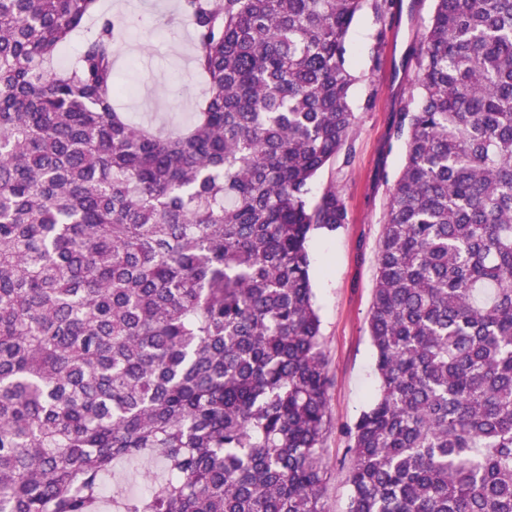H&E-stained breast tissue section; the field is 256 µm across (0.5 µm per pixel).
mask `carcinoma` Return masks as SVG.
<instances>
[{"label":"carcinoma","instance_id":"cac0c4a2","mask_svg":"<svg viewBox=\"0 0 512 512\" xmlns=\"http://www.w3.org/2000/svg\"><path fill=\"white\" fill-rule=\"evenodd\" d=\"M366 0H179L207 94L114 105L125 22L0 0V512H323L329 378L310 185L350 138ZM96 20L75 62L59 66ZM393 121L348 512H512V0H433ZM146 472L150 473L153 481L161 480L164 476V472L156 460L149 459L119 464L113 472L112 477L106 482L105 496L108 498L109 495L112 494V486L115 483L121 484L128 490L131 484L137 482L141 492L147 491L150 488V482L146 481L143 477Z\"/></svg>","mask_w":512,"mask_h":512}]
</instances>
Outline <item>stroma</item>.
I'll list each match as a JSON object with an SVG mask.
<instances>
[{"label":"stroma","instance_id":"1","mask_svg":"<svg viewBox=\"0 0 512 512\" xmlns=\"http://www.w3.org/2000/svg\"><path fill=\"white\" fill-rule=\"evenodd\" d=\"M102 7L129 23L117 53L120 111L167 126L186 121L205 84L188 59L194 51L191 27H178L173 36L158 34L162 17L175 13L176 0H141L136 6L129 0H102ZM431 9L432 0H393L384 17L367 7L353 22L347 38L357 77L350 92L353 133L348 147L322 169L309 195L315 203L325 191L336 189L349 218L337 232H316L308 242L330 378L322 451L324 512H347L348 430L378 388L368 313L389 181L405 155L403 141L393 134L392 116L416 92L412 48Z\"/></svg>","mask_w":512,"mask_h":512}]
</instances>
